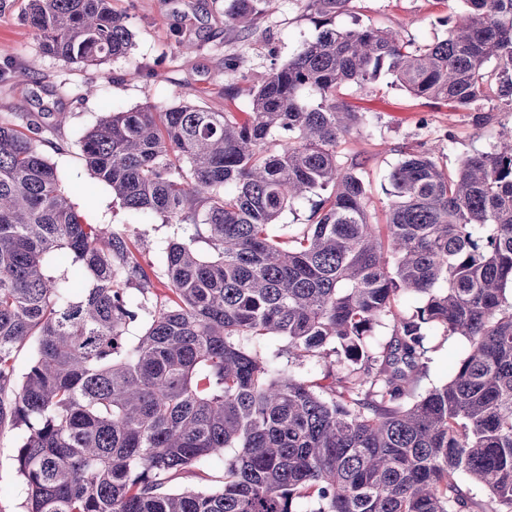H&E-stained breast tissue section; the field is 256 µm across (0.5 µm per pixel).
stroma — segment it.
Instances as JSON below:
<instances>
[{"label":"stroma","mask_w":512,"mask_h":512,"mask_svg":"<svg viewBox=\"0 0 512 512\" xmlns=\"http://www.w3.org/2000/svg\"><path fill=\"white\" fill-rule=\"evenodd\" d=\"M134 35L130 55L101 67L65 63L43 52L35 30L23 20L26 0H0V116L11 117L46 105L66 113L65 125L48 134L44 152L63 177L62 188L78 212L92 224L130 230L144 243L143 263L153 282L164 279L161 258L168 242L180 236L177 224L153 213L127 210L111 190L85 169L79 136L113 110L152 105L165 109L192 101L216 112L244 109L249 89L281 66L318 34L305 0H274L262 11L254 31L238 34L224 25L230 0H114ZM448 0H353L337 25L355 23L400 32L408 48L432 42L442 33ZM194 42L192 52L176 47L173 31ZM241 54L245 67L224 70V58ZM144 75L132 77L134 68ZM344 98L370 113V124L351 131L338 151L342 160L358 158L368 210L375 223L385 221L391 190L389 175L407 149L432 153L447 169L477 152L493 151L512 133V113L484 104L466 111L446 100L413 99L387 75L366 88L350 85ZM421 390L446 383L463 358L465 339L436 335ZM17 433L0 427V512H22L24 486L16 472Z\"/></svg>","instance_id":"stroma-1"}]
</instances>
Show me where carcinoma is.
Masks as SVG:
<instances>
[{
    "label": "carcinoma",
    "instance_id": "obj_1",
    "mask_svg": "<svg viewBox=\"0 0 512 512\" xmlns=\"http://www.w3.org/2000/svg\"><path fill=\"white\" fill-rule=\"evenodd\" d=\"M351 2L307 0L317 37L251 89L245 121L181 102L81 134L125 208L190 228L161 288L138 241L84 222L61 191L41 145L65 114L0 119V424L17 430L23 512H512V134L451 175L404 151L375 224L337 151L371 116L336 97L384 70L415 98L512 112V0H458L413 51L394 29L336 25ZM258 14L232 0L224 23ZM23 20L72 64L133 44L112 0H28ZM321 191L309 223L280 224ZM408 294L425 297L412 313ZM438 329L468 349L418 396ZM266 336L323 377L275 367ZM216 455L221 485L175 487Z\"/></svg>",
    "mask_w": 512,
    "mask_h": 512
}]
</instances>
